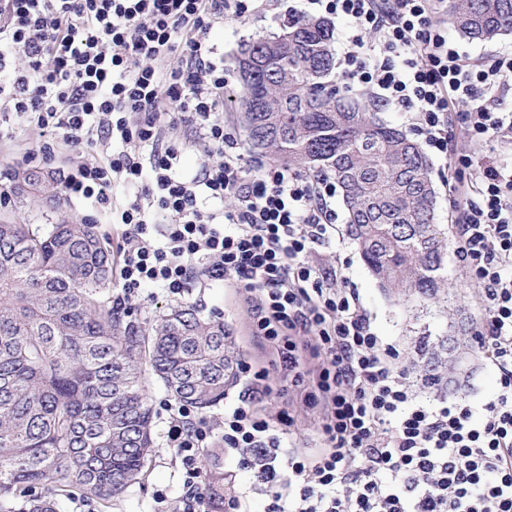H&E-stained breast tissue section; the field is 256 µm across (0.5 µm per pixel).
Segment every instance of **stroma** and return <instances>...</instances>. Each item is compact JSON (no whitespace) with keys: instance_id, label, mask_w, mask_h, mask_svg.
<instances>
[{"instance_id":"obj_1","label":"stroma","mask_w":512,"mask_h":512,"mask_svg":"<svg viewBox=\"0 0 512 512\" xmlns=\"http://www.w3.org/2000/svg\"><path fill=\"white\" fill-rule=\"evenodd\" d=\"M282 23L275 14L264 19H252L243 23L227 22L215 26L210 33L213 44L224 55L226 73H233L235 56L242 43L257 37L280 33ZM9 126L12 139L0 142V168H23V156L41 139L38 127L27 124L23 118L11 116ZM67 217L72 220H89L106 238L116 235L115 225L106 214L84 200L61 197L53 202L34 198L32 193H13L9 206L0 207V220H26L33 224L46 219ZM327 264L333 265L350 287L356 289L360 301L371 316L378 336L396 346L404 357L410 358L422 338L438 339L446 336H472L478 310L475 289L464 263L455 250H447L444 256V275L447 285L436 299L414 296L397 301L389 298L379 288L368 271L357 246L352 241L325 249ZM201 315L220 313L230 328L239 359L258 366H271L275 355L271 348L260 343L250 333V314L235 289L214 283L206 288H194L189 298ZM132 319L140 329L150 328L162 315L174 308L159 289L148 287L127 302ZM447 383L446 392L451 396H463L475 405L488 401L496 390L498 372L478 352L474 345L462 348L459 360L448 362L440 369ZM268 392L252 401L254 410L261 416L274 417L289 413L294 419L290 444L292 448L313 454L321 446L319 435L320 412L308 407L302 389L285 388L277 374L267 380ZM168 395L159 382L149 385V401L153 408L152 433L155 451L148 463L143 484L129 487L112 505L73 494L68 512H179L182 494L181 475L174 464L175 451L166 443L167 414L161 406ZM164 493V503H157V493Z\"/></svg>"}]
</instances>
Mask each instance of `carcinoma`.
Masks as SVG:
<instances>
[{
    "mask_svg": "<svg viewBox=\"0 0 512 512\" xmlns=\"http://www.w3.org/2000/svg\"><path fill=\"white\" fill-rule=\"evenodd\" d=\"M448 21L489 41L512 32V0H450ZM335 26L289 20L242 44L250 61L237 103L245 140L277 159L336 181L346 232L380 287L433 298L445 282L429 160L375 106L336 88ZM31 187L57 188L28 169ZM113 253L91 224L0 222V512H65L73 490L110 502L143 479L152 456L150 377L177 402L218 405L237 352L224 319L190 304L139 333L112 304ZM448 339L425 353L443 364Z\"/></svg>",
    "mask_w": 512,
    "mask_h": 512,
    "instance_id": "obj_1",
    "label": "carcinoma"
}]
</instances>
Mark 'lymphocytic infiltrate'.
<instances>
[{
  "mask_svg": "<svg viewBox=\"0 0 512 512\" xmlns=\"http://www.w3.org/2000/svg\"><path fill=\"white\" fill-rule=\"evenodd\" d=\"M442 2L304 0L287 14L345 20V87L409 114L414 134L452 158L445 185L456 248L480 309L473 341L499 372L494 397L479 406L420 399L405 358L322 261L336 239L332 179L251 164L240 131L224 122L228 79L209 33L266 16L279 0H0V119L22 114L40 127L31 164L50 166L60 145L84 146L63 192L120 227L116 304L147 284L181 299L191 284L222 282L277 356L270 369L238 362L243 390L225 407L222 432L196 409L166 404L182 512H251L257 496L265 512H512V167L452 151L459 137L512 151V109L503 106L512 51L490 66L473 60L449 41ZM168 128L181 144L166 141ZM185 143L218 161L183 173ZM229 196L234 208L220 209ZM300 336L320 360L305 394L324 408L313 455L287 449V414L267 419L251 408L270 370L303 382ZM217 441L252 477L220 501L207 494L203 467Z\"/></svg>",
  "mask_w": 512,
  "mask_h": 512,
  "instance_id": "lymphocytic-infiltrate-1",
  "label": "lymphocytic infiltrate"
}]
</instances>
